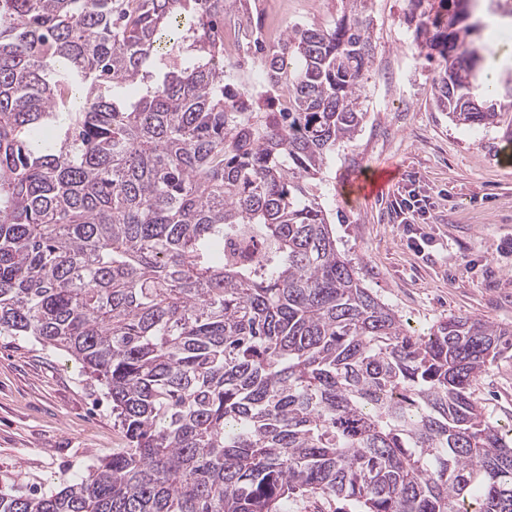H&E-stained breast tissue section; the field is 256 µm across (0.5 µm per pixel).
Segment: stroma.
I'll use <instances>...</instances> for the list:
<instances>
[{"label":"stroma","instance_id":"35a3bbf8","mask_svg":"<svg viewBox=\"0 0 512 512\" xmlns=\"http://www.w3.org/2000/svg\"><path fill=\"white\" fill-rule=\"evenodd\" d=\"M282 23L326 25L341 0H283ZM405 0H372L374 64L365 82L366 114L355 139L324 172V202L336 240L359 276L407 328L426 333L439 319L481 317L512 326V98L497 97L505 120L486 127L452 123L436 111V75L403 22ZM487 26L477 42L497 80L512 73V0H485ZM392 170L378 197L366 178ZM429 195L427 223H398L395 201L407 186ZM429 241L424 253L411 233ZM501 425L512 426V356L497 360L476 386ZM112 401L63 351L31 336H0V486L48 491L65 486L126 447Z\"/></svg>","mask_w":512,"mask_h":512}]
</instances>
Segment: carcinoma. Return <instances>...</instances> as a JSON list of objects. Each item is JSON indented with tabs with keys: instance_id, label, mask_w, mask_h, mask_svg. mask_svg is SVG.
I'll list each match as a JSON object with an SVG mask.
<instances>
[{
	"instance_id": "carcinoma-1",
	"label": "carcinoma",
	"mask_w": 512,
	"mask_h": 512,
	"mask_svg": "<svg viewBox=\"0 0 512 512\" xmlns=\"http://www.w3.org/2000/svg\"><path fill=\"white\" fill-rule=\"evenodd\" d=\"M368 2L255 45L288 90L262 101L224 70L230 0H0V336L70 354L128 441L0 512H512V431L475 396L512 327L409 331L321 202L366 118ZM475 2L407 0L463 126L498 117ZM340 507L335 498L299 496L288 503V512H340Z\"/></svg>"
}]
</instances>
